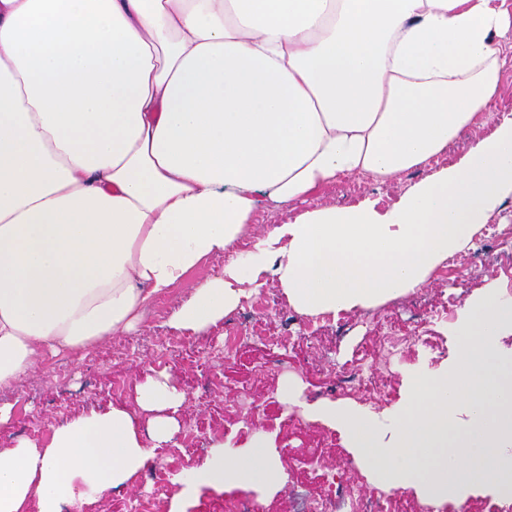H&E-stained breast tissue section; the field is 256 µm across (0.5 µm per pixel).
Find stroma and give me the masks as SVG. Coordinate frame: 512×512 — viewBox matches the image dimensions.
Masks as SVG:
<instances>
[{
  "mask_svg": "<svg viewBox=\"0 0 512 512\" xmlns=\"http://www.w3.org/2000/svg\"><path fill=\"white\" fill-rule=\"evenodd\" d=\"M427 174V169H416L388 185L346 176L288 208L266 205L256 212L254 223L278 224L322 202L343 206L366 195L380 198L387 206ZM494 222L498 238L482 228L469 247L456 252L463 276L439 271L422 288L335 318L298 314L270 279L208 334L183 336L164 325L169 307L188 294L185 288H175L147 307L137 331L106 339L79 361L66 355L46 358L37 372L22 378L12 390L0 392V403L14 407L11 424L0 428V449L12 447L21 438L47 443L53 427L71 415L110 403L136 411V385L152 368L170 374L186 394L176 445L160 449L153 465L141 472L133 486L111 491L87 505L85 512H129L136 500L152 493L156 483L168 481L170 473L203 462L219 435L242 446L258 428L274 434L282 456L314 454L326 462L347 460L350 454L341 436L327 438V426L298 417L286 419L277 399L280 380L295 373L304 381L309 399L340 400L344 394L336 375L342 366L357 360L373 379L370 387L359 392L358 402L377 410L398 403L409 368L439 367L453 351L449 323L438 318L449 297L465 302L477 288L492 282L512 293L511 200ZM233 328L240 329L241 336L229 356L224 338ZM397 335L408 337L409 342L400 348L397 366L388 370L383 366L385 339ZM244 391L256 409L248 428L235 410ZM292 491L306 500L325 499L333 497L336 488L324 470L294 463L288 468L287 490L270 499L261 512H288Z\"/></svg>",
  "mask_w": 512,
  "mask_h": 512,
  "instance_id": "obj_1",
  "label": "stroma"
}]
</instances>
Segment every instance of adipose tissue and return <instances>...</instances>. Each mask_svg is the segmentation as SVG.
<instances>
[{"instance_id":"adipose-tissue-1","label":"adipose tissue","mask_w":512,"mask_h":512,"mask_svg":"<svg viewBox=\"0 0 512 512\" xmlns=\"http://www.w3.org/2000/svg\"><path fill=\"white\" fill-rule=\"evenodd\" d=\"M512 0H0V391L46 357L82 359L189 286L169 329L207 332L272 274L316 318L425 285L512 198V113L386 208L365 198L257 228L349 174L375 183L428 164L499 94ZM223 267L203 282L210 259ZM438 368L405 374L377 411L278 397L336 429L379 490L424 503L512 495V294L466 299ZM186 401L150 371L136 403L80 413L46 445L0 449V512H84L124 488L179 430ZM170 512L204 488L257 503L288 472L270 434L217 442L173 477Z\"/></svg>"}]
</instances>
